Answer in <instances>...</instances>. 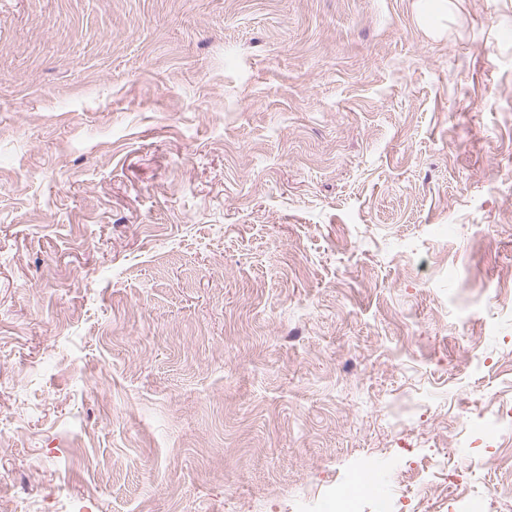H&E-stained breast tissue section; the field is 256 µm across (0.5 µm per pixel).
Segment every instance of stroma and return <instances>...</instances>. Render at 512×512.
<instances>
[{
  "mask_svg": "<svg viewBox=\"0 0 512 512\" xmlns=\"http://www.w3.org/2000/svg\"><path fill=\"white\" fill-rule=\"evenodd\" d=\"M512 0H0V512H512Z\"/></svg>",
  "mask_w": 512,
  "mask_h": 512,
  "instance_id": "obj_1",
  "label": "stroma"
}]
</instances>
